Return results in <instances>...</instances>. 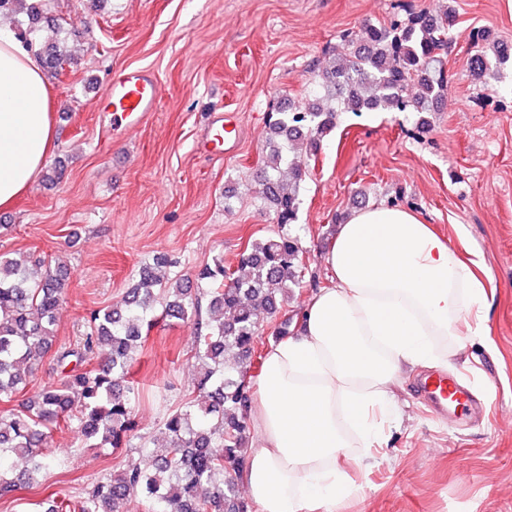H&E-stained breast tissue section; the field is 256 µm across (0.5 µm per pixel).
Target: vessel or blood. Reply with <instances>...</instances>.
Instances as JSON below:
<instances>
[{
	"label": "vessel or blood",
	"instance_id": "1",
	"mask_svg": "<svg viewBox=\"0 0 512 512\" xmlns=\"http://www.w3.org/2000/svg\"><path fill=\"white\" fill-rule=\"evenodd\" d=\"M162 98L159 82L146 70H130L113 80L110 110L112 128L128 134L139 128L149 112L154 111ZM424 390L436 403L448 406L459 404L463 388L444 375L427 378Z\"/></svg>",
	"mask_w": 512,
	"mask_h": 512
}]
</instances>
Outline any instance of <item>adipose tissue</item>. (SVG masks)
I'll return each mask as SVG.
<instances>
[{
    "label": "adipose tissue",
    "mask_w": 512,
    "mask_h": 512,
    "mask_svg": "<svg viewBox=\"0 0 512 512\" xmlns=\"http://www.w3.org/2000/svg\"><path fill=\"white\" fill-rule=\"evenodd\" d=\"M54 142L42 64L1 26L0 209L30 188ZM326 265L300 334L273 344L253 381L256 437L236 477L258 512H336L348 429L372 447L370 416L391 414L387 388L403 366L429 365L433 337L486 299L476 260L400 206L353 212Z\"/></svg>",
    "instance_id": "1"
}]
</instances>
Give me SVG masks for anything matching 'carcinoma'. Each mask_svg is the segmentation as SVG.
<instances>
[{
    "instance_id": "carcinoma-1",
    "label": "carcinoma",
    "mask_w": 512,
    "mask_h": 512,
    "mask_svg": "<svg viewBox=\"0 0 512 512\" xmlns=\"http://www.w3.org/2000/svg\"><path fill=\"white\" fill-rule=\"evenodd\" d=\"M46 2L0 0V12L26 15L18 39L56 77L67 56L31 37L47 15ZM455 25L450 7L440 15L394 17L340 36V58L315 74L311 102L267 115L271 137L261 174L278 232L249 243L235 270L222 259L205 266L197 279L208 287L166 279L145 265L121 303L90 313L88 332L76 346L58 347L57 313L70 273L29 254L0 256V401L23 391L35 362L47 354L61 369L58 382L25 399L17 412L0 416V455L22 462L18 471L0 467V496L54 466L46 441L74 419L86 447H130L137 394L128 382L133 355L146 341L143 329L174 317L190 324L195 391L205 401L190 397L167 416L161 428L167 455L155 461V470L127 461L77 504L56 501L45 512H120L133 498L142 512H250L231 475L244 462L248 372L259 319L279 313L308 271L290 231L299 219L300 183L342 112H414L427 125L423 113L434 111L447 84L443 56ZM472 37L482 43L470 59L473 75L495 77L512 57L486 32Z\"/></svg>"
}]
</instances>
